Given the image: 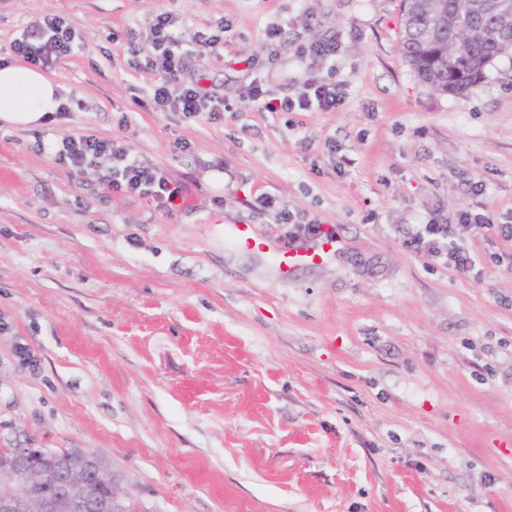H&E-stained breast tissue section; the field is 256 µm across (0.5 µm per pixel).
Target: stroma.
<instances>
[{"mask_svg": "<svg viewBox=\"0 0 512 512\" xmlns=\"http://www.w3.org/2000/svg\"><path fill=\"white\" fill-rule=\"evenodd\" d=\"M167 10L229 26L185 71L222 121L150 108L129 44ZM46 14L85 42L54 70L69 116L0 128V448L99 453L130 512H512V241L468 239V275L407 245L465 209L512 220V60L435 93L401 57L400 0H0L1 64ZM329 38L336 111L241 98L254 77L299 92L297 47ZM60 133L122 139L188 191L168 213L78 186ZM260 195L335 226L336 254L279 277L229 233L281 243Z\"/></svg>", "mask_w": 512, "mask_h": 512, "instance_id": "stroma-1", "label": "stroma"}]
</instances>
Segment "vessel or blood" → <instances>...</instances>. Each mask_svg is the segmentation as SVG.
Masks as SVG:
<instances>
[{
  "label": "vessel or blood",
  "instance_id": "obj_1",
  "mask_svg": "<svg viewBox=\"0 0 512 512\" xmlns=\"http://www.w3.org/2000/svg\"><path fill=\"white\" fill-rule=\"evenodd\" d=\"M233 234L238 242L255 249H269L271 257L281 275L289 276L300 266L313 264L329 257L336 250V240L332 237L312 239L303 243H292L268 247L267 241L260 236L254 225L237 224Z\"/></svg>",
  "mask_w": 512,
  "mask_h": 512
}]
</instances>
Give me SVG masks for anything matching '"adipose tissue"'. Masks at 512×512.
Segmentation results:
<instances>
[{
  "instance_id": "adipose-tissue-1",
  "label": "adipose tissue",
  "mask_w": 512,
  "mask_h": 512,
  "mask_svg": "<svg viewBox=\"0 0 512 512\" xmlns=\"http://www.w3.org/2000/svg\"><path fill=\"white\" fill-rule=\"evenodd\" d=\"M62 99L57 83L24 61L0 64V124L16 129L45 125Z\"/></svg>"
}]
</instances>
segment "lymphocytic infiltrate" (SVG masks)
I'll return each instance as SVG.
<instances>
[{"label": "lymphocytic infiltrate", "instance_id": "lymphocytic-infiltrate-1", "mask_svg": "<svg viewBox=\"0 0 512 512\" xmlns=\"http://www.w3.org/2000/svg\"><path fill=\"white\" fill-rule=\"evenodd\" d=\"M220 34L206 30L188 31L185 21L171 11L156 14L145 35V49H134L144 67L156 75L151 89L153 111L174 112L189 121L215 122L224 117V99L200 84L184 80L182 46L204 54L219 44ZM84 40L83 35L61 15L50 14L29 23L13 39L11 50L26 62L43 70L58 66ZM249 98L264 112H299L319 109L333 111L341 102L337 84L311 77L295 96L280 97L258 80L245 87ZM55 159L68 167L73 179L94 173L109 189L131 196L151 197L157 207L170 208L183 195V186L163 167L130 155L119 139L92 134H70L57 138L52 146ZM498 236L512 241V225L495 223L491 215L461 211L458 223L420 225L409 241L416 253L441 262L462 273L472 272L476 261L467 236Z\"/></svg>", "mask_w": 512, "mask_h": 512}]
</instances>
